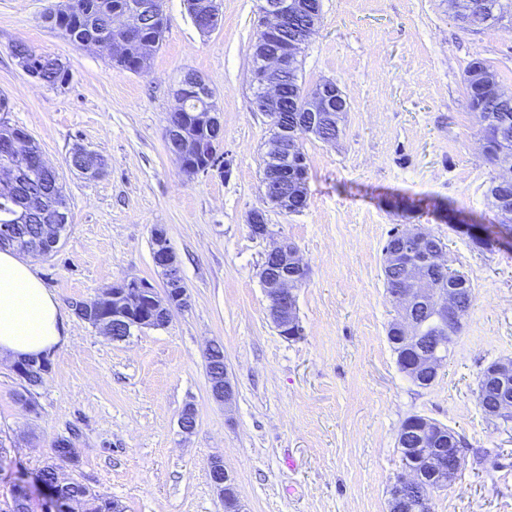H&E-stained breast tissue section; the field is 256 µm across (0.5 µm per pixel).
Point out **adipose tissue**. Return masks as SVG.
Returning <instances> with one entry per match:
<instances>
[{
  "mask_svg": "<svg viewBox=\"0 0 512 512\" xmlns=\"http://www.w3.org/2000/svg\"><path fill=\"white\" fill-rule=\"evenodd\" d=\"M66 338V316L34 264L0 251V359L40 358Z\"/></svg>",
  "mask_w": 512,
  "mask_h": 512,
  "instance_id": "ef3b65f1",
  "label": "adipose tissue"
}]
</instances>
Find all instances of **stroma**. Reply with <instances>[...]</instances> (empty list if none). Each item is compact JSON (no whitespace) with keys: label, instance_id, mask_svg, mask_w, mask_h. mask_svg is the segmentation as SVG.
I'll use <instances>...</instances> for the list:
<instances>
[{"label":"stroma","instance_id":"1","mask_svg":"<svg viewBox=\"0 0 512 512\" xmlns=\"http://www.w3.org/2000/svg\"><path fill=\"white\" fill-rule=\"evenodd\" d=\"M54 2L0 0L4 118L39 145L71 209L58 251L32 258L68 314V342L37 387L0 361V512L22 482L30 512H46L38 475L50 464L126 512H224L207 473L214 456L246 512H387L401 470L398 431L413 414L468 446L431 512H512V426L494 427L476 401L481 371L512 359V236L478 248L450 224L497 218L487 197L495 169L464 79L481 59L512 94V29H464L448 0H321L319 31L301 53L303 82H337L348 111L336 141L303 138L307 205L284 213L265 205L271 122L249 86L259 0H220L222 20L208 34L184 0H164L162 45L139 74L114 67L105 48L75 47L49 29L43 15ZM19 42L60 58L69 82L51 88L24 74L13 54ZM188 69L215 93L230 174L187 178L167 148L166 116ZM77 144L105 157L101 177L70 168ZM419 199L431 208L408 210ZM261 206L309 268L297 291L304 333L294 341L272 324L258 277L268 244L246 220ZM157 224L190 305L166 328L110 340L76 306L126 277L162 287L151 257ZM400 224L439 237L450 266L474 286L428 388L400 372L387 337L397 311L382 250ZM212 343L223 345L235 387L228 408L209 391ZM189 404L196 426L186 434L180 417ZM60 439L72 441L75 461L57 459Z\"/></svg>","mask_w":512,"mask_h":512}]
</instances>
